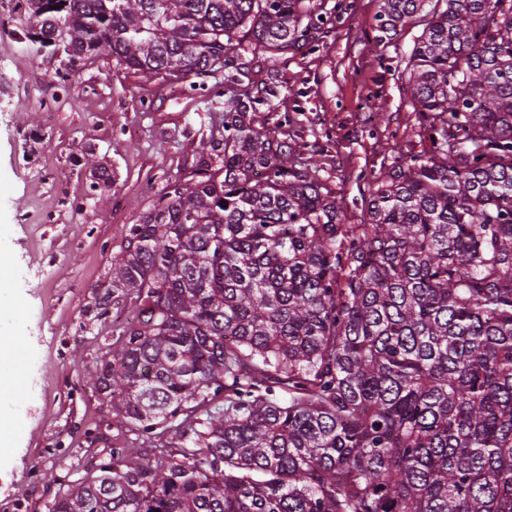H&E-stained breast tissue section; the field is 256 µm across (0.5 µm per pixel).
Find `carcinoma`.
<instances>
[{
    "label": "carcinoma",
    "mask_w": 512,
    "mask_h": 512,
    "mask_svg": "<svg viewBox=\"0 0 512 512\" xmlns=\"http://www.w3.org/2000/svg\"><path fill=\"white\" fill-rule=\"evenodd\" d=\"M379 2L378 47L425 12L399 72L422 149L346 224L302 158L306 92L263 116L343 0H18L65 93L102 56L194 91L224 70L97 302L95 386L139 451L86 431L103 453L48 512H512V0Z\"/></svg>",
    "instance_id": "cac0c4a2"
}]
</instances>
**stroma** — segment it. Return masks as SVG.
I'll return each mask as SVG.
<instances>
[{"mask_svg": "<svg viewBox=\"0 0 512 512\" xmlns=\"http://www.w3.org/2000/svg\"><path fill=\"white\" fill-rule=\"evenodd\" d=\"M324 47L279 68L281 90L308 93L300 117L306 157L359 223L369 200L365 174L380 171L394 142L414 139L416 119L397 67L422 32L411 18L384 47L373 45L379 0H350ZM0 31V292L15 327L4 344L16 364L0 401L20 427L0 451V512H48L61 484L78 483L100 444L94 424L114 419L94 385L98 324L91 308L106 283L125 228L139 223L168 180L194 162L213 110L184 84L143 83L102 57L54 112L48 76L66 67ZM384 88L382 101L372 90ZM112 175L108 207L87 198L94 167ZM27 222H20V215Z\"/></svg>", "mask_w": 512, "mask_h": 512, "instance_id": "35a3bbf8", "label": "stroma"}]
</instances>
